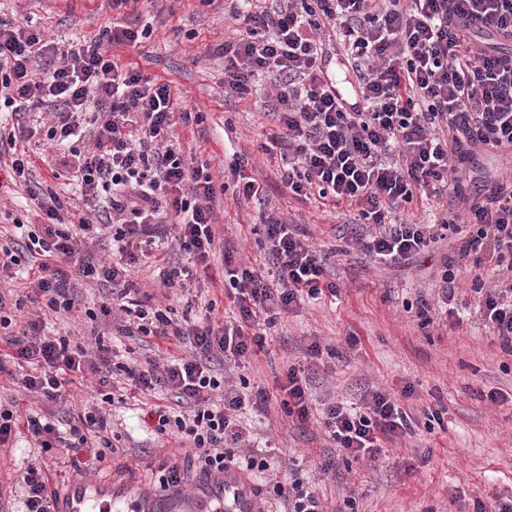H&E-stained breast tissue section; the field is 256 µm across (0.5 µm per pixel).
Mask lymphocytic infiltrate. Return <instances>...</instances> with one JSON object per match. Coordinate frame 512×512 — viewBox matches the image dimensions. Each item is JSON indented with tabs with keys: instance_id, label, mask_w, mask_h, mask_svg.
Listing matches in <instances>:
<instances>
[{
	"instance_id": "1",
	"label": "lymphocytic infiltrate",
	"mask_w": 512,
	"mask_h": 512,
	"mask_svg": "<svg viewBox=\"0 0 512 512\" xmlns=\"http://www.w3.org/2000/svg\"><path fill=\"white\" fill-rule=\"evenodd\" d=\"M228 15L237 29L221 46L224 89L244 100L261 80L270 81L283 185L299 199L353 207L362 229L351 244L385 269L409 265L449 236L465 235L462 251L478 296L474 317L512 354V168L485 185L482 200L466 201L463 191V165L474 149L512 153V0H229ZM480 31L492 44L476 43ZM139 36L116 22L90 42L58 45L42 31L0 19V104L15 116L51 108L46 138L69 146L60 166L81 192L64 200L30 189L39 232L0 247V363L21 368L23 389L44 407L43 414L23 417L13 401L0 403V447L25 431L46 457L17 481L23 512H51L54 466L84 472L105 455L126 453L110 422L112 351L103 338L111 329L164 343L166 361L150 359L123 372L136 390L157 395L146 410L154 433L175 437L200 475L223 474L230 464L267 470L266 459L243 453L251 440L242 420L245 410H267V390L244 393L229 376L214 375L212 363L256 358L265 350L260 322L338 292L325 277L320 250L277 216L265 223L266 266L236 263L217 233L208 164L186 167L173 143L177 127L191 119L174 86L113 54ZM331 42L342 50L360 108L347 109L329 79ZM87 111L93 114L89 132L80 121ZM416 197L439 211L438 223L398 215ZM92 203L94 219L69 221L70 212ZM169 211L189 262L163 271L162 289L183 288L190 264L222 256L233 320L216 319L212 299L202 322L182 325L137 288L133 271L152 258L138 241L166 237ZM107 229L114 252L93 261L80 246ZM25 257L28 291L56 315L74 309V277L109 287L108 301L87 313L93 344L49 334L40 317L11 331L3 287ZM454 269L444 261L437 299L422 303L419 316L460 324ZM90 379L99 385L96 397L81 410L68 408L73 388ZM277 387L293 423L303 427L317 415L302 367L289 366ZM318 415L336 448L373 462L384 442L409 431L397 398L379 389L365 390L349 406L329 399ZM269 486L282 512H325L298 478Z\"/></svg>"
}]
</instances>
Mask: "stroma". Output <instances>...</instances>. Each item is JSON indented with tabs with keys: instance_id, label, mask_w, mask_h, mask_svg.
Listing matches in <instances>:
<instances>
[{
	"instance_id": "1",
	"label": "stroma",
	"mask_w": 512,
	"mask_h": 512,
	"mask_svg": "<svg viewBox=\"0 0 512 512\" xmlns=\"http://www.w3.org/2000/svg\"><path fill=\"white\" fill-rule=\"evenodd\" d=\"M126 25L150 28L141 44L118 49L122 62L171 81L182 106L198 122L179 129L180 142L195 162H209L215 183L224 181V145L236 144L248 155L246 174L266 189L264 202L218 194L214 210L218 232L252 265L265 253L263 218L276 214L306 231L309 240L328 257L327 277L337 295L301 304L268 329L267 352L242 367L251 386L274 391L289 365L302 364L313 402L333 396L358 402L368 387L385 390L408 413L411 434L387 443L383 462H369L335 450L319 424L290 426L279 400L269 414L252 412L247 424L257 443L272 441L275 460H294L310 478L326 512H499L512 502V355L501 351L481 326L463 322L456 327L425 323L405 312L404 302L431 296L434 274L452 259L462 287H469V260L461 239L421 255L406 268L377 270L368 258L341 255L345 241L336 227L352 221L354 209L325 207L315 200H298L282 185L277 161L259 150V142L276 134L272 99L258 94L237 100L224 92V58L217 49L231 37L232 20L221 8L201 0H136L125 12ZM0 18L41 29L47 38L73 42L92 39L112 24L110 0H0ZM37 183L66 196L76 188L66 178H54L58 150L42 134L31 138ZM22 221L33 231L36 203L26 186L16 184L8 166L0 164V227ZM323 350L306 355L312 339ZM498 389L505 399L487 400ZM147 395L114 405L112 413L127 453L108 457L95 466L102 476L127 484L131 493L159 492L158 464L176 448L172 439H158L141 419ZM440 422L429 425L431 413ZM40 456L27 438H18L0 458V502L18 512L20 490L16 470L38 463Z\"/></svg>"
}]
</instances>
